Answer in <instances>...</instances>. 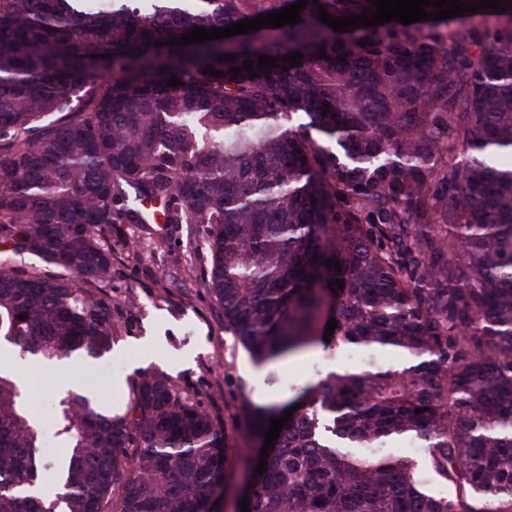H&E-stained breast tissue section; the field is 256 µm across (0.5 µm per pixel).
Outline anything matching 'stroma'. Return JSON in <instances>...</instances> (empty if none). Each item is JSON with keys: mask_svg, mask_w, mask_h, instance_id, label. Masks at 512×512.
Returning a JSON list of instances; mask_svg holds the SVG:
<instances>
[{"mask_svg": "<svg viewBox=\"0 0 512 512\" xmlns=\"http://www.w3.org/2000/svg\"><path fill=\"white\" fill-rule=\"evenodd\" d=\"M112 300L117 331L109 349L83 357L80 381L99 383L113 404H128L143 369L157 368L173 380L178 394L223 424L232 447L231 492H239L243 456L258 444L245 427L248 404H285L316 383L336 363L313 348L268 366H255L224 327V312L205 286L210 255L204 230L195 224H116L112 227ZM0 364L30 381L39 433L49 441V457L64 455L52 424L62 368L20 358L0 347Z\"/></svg>", "mask_w": 512, "mask_h": 512, "instance_id": "stroma-1", "label": "stroma"}]
</instances>
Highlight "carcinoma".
<instances>
[{"mask_svg":"<svg viewBox=\"0 0 512 512\" xmlns=\"http://www.w3.org/2000/svg\"><path fill=\"white\" fill-rule=\"evenodd\" d=\"M137 2L0 0V345L97 355L117 330L98 294L112 225L201 224L206 287L256 363L316 346L403 358L301 391L265 472L244 459L250 512H512V0L347 32L318 5H375L318 0L294 26L160 47L298 0ZM260 55L276 67L228 74ZM284 413L256 407L247 427L263 440ZM53 421L68 451L48 462L0 366V512H214L231 478L224 426L158 369L124 410L68 392ZM410 437L447 494L394 453ZM46 469L57 492L36 495Z\"/></svg>","mask_w":512,"mask_h":512,"instance_id":"carcinoma-1","label":"carcinoma"}]
</instances>
